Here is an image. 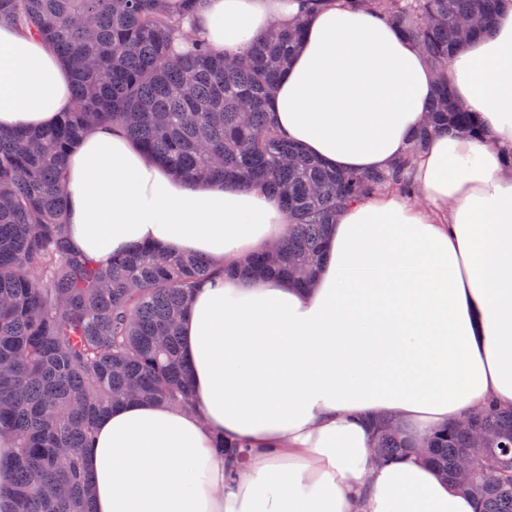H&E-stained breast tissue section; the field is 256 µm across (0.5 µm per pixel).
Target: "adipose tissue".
<instances>
[{
	"instance_id": "adipose-tissue-1",
	"label": "adipose tissue",
	"mask_w": 512,
	"mask_h": 512,
	"mask_svg": "<svg viewBox=\"0 0 512 512\" xmlns=\"http://www.w3.org/2000/svg\"><path fill=\"white\" fill-rule=\"evenodd\" d=\"M166 10L217 52L242 55L274 23L305 37L271 99L279 134L339 171L391 166L434 94L417 45L341 0H182ZM479 138L440 131L419 155L418 197L392 188L345 206L311 288L221 276L180 324L193 406L112 409L84 457L95 512H479L414 454L379 463L369 422L414 441L492 401L512 408V0L446 70ZM73 107L53 50L0 24V131L45 128ZM71 243L102 261L140 243L216 266L281 239L264 191L190 186L117 125L89 130L67 173ZM244 443L239 461L217 439Z\"/></svg>"
}]
</instances>
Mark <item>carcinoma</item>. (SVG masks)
Wrapping results in <instances>:
<instances>
[{
  "label": "carcinoma",
  "mask_w": 512,
  "mask_h": 512,
  "mask_svg": "<svg viewBox=\"0 0 512 512\" xmlns=\"http://www.w3.org/2000/svg\"><path fill=\"white\" fill-rule=\"evenodd\" d=\"M500 0H343L372 9L414 39L437 74L427 122L388 169H326L282 139L269 101L297 51L302 24L272 28L238 58L196 38L173 47L178 25L162 0H0L8 21L47 41L70 74L75 108L46 129L0 132V459L13 475L8 512H95L82 467L98 421L140 400L185 406L188 366L179 321L215 274L205 257L139 246L95 262L76 251L63 190L70 154L88 129L118 124L189 185L259 187L288 212L275 259L260 251L229 272L310 286L336 212L393 187L417 194L411 171L430 136L478 137L444 73L449 54L488 27ZM435 432L427 460L483 512H512V410ZM377 459L411 444L386 417L371 422Z\"/></svg>",
  "instance_id": "cac0c4a2"
}]
</instances>
